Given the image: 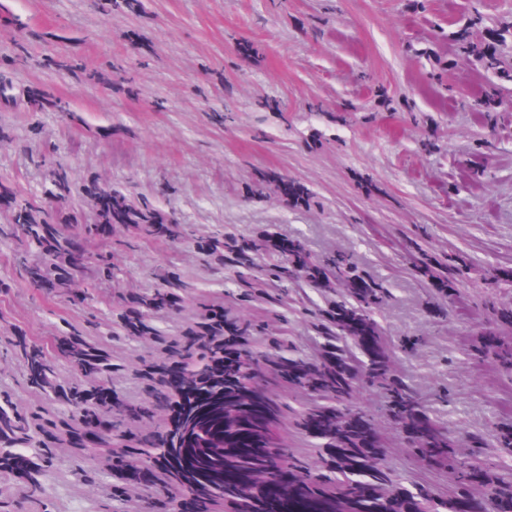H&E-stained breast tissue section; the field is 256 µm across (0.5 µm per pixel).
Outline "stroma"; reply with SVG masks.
<instances>
[{"instance_id": "1", "label": "stroma", "mask_w": 512, "mask_h": 512, "mask_svg": "<svg viewBox=\"0 0 512 512\" xmlns=\"http://www.w3.org/2000/svg\"><path fill=\"white\" fill-rule=\"evenodd\" d=\"M474 14L503 69L458 52ZM508 25L512 0H0V230L21 203L94 225L100 269L32 283L37 248L0 233V392L51 440L42 499L12 470L0 489L24 512H144L152 489L112 452L164 433L151 370L220 306L264 365V440L301 480L288 512H512V110L475 98L512 101ZM93 184L162 224L96 227ZM282 240L316 277L279 275ZM336 257L346 275H320ZM165 286L175 304L145 307ZM19 334L64 378L73 336L111 355L109 382L81 376L121 402L110 447L79 446ZM279 359L335 360L338 381L267 370Z\"/></svg>"}]
</instances>
